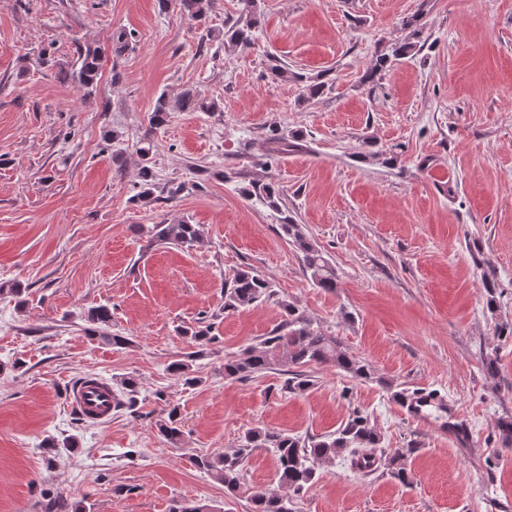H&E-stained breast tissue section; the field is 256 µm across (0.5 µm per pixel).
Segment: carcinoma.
<instances>
[{
	"label": "carcinoma",
	"instance_id": "1",
	"mask_svg": "<svg viewBox=\"0 0 512 512\" xmlns=\"http://www.w3.org/2000/svg\"><path fill=\"white\" fill-rule=\"evenodd\" d=\"M175 2L179 14L185 19L202 25L212 12L215 0H159V6L167 9L169 2ZM244 7L238 18L216 32L205 30L206 39L218 40L227 51L245 50L255 44L256 31L260 24L256 0H243ZM408 30L405 41L395 43L384 52L376 55L373 66L362 76V81L375 84L381 72L393 67L402 59L418 52L423 47V28L419 16L411 15L402 20ZM104 63V53L90 45L78 49L73 66L63 71L64 79L74 82L88 96L96 89ZM268 71L272 80H282L288 76L303 84V100L309 101L324 94L328 88L325 75H307L302 72L288 73V66L278 59H272ZM218 103L198 96L191 90H184L174 97L161 94L154 104L149 123L154 128L165 125L171 112H214ZM301 148L297 137L287 139L273 134L268 139V155L274 156ZM153 142L144 137L139 141L137 152L143 165L140 168L139 191L133 201H152L156 189V175L151 166ZM254 195L269 209L280 215V229L292 242L298 253L300 264L312 284L328 292L336 291L338 274L336 267L324 253L302 232L300 225L288 216L281 197L279 186L270 181L254 190ZM150 242L170 244L189 249L202 238L198 224L180 222L178 224H154L147 229ZM276 295L274 283L258 271L239 269L224 278V309L234 310L269 300ZM284 320L281 326L262 339L260 348L249 347L245 357L229 356L224 360V377L228 379H249L275 364L290 368L282 389L289 393L307 391L312 381L299 368L311 364H330L336 370L354 381H374L375 372L369 362L355 355L341 345L337 337L327 334L314 325L313 320L292 302L281 301ZM87 322L96 326L93 334L101 342L122 348L131 343L126 336L109 334L106 327L112 322V307L99 305L87 313ZM195 354L187 353L183 358L169 364L168 369L186 387L199 384L194 375ZM431 404L425 416L444 420L448 433L464 444L467 442L466 424L454 417L449 406L442 403L436 391L428 392ZM114 409L129 414L136 412V383L129 379L113 394ZM156 427L159 435L169 444L176 446L183 438L180 412L177 406L168 409L165 416L158 419ZM495 431L506 448L512 447V417L501 418L495 424ZM383 437L361 411H353L336 431L304 438L285 432H271L254 428L244 436V443L231 454L211 456L194 454L190 463L198 470L210 474L224 484L227 493L234 495L241 489V479L246 460L260 448L269 450L276 461L277 480L280 491L256 490L250 495L251 512H292L288 507L291 499L302 494L312 484L320 468L336 459L345 451L351 452V464L359 470L369 472L379 466H386L391 477L404 485L411 484L412 473L408 468L409 458L417 451L409 444L391 452L382 449ZM43 512H86L85 503H74L61 494L46 499Z\"/></svg>",
	"mask_w": 512,
	"mask_h": 512
}]
</instances>
